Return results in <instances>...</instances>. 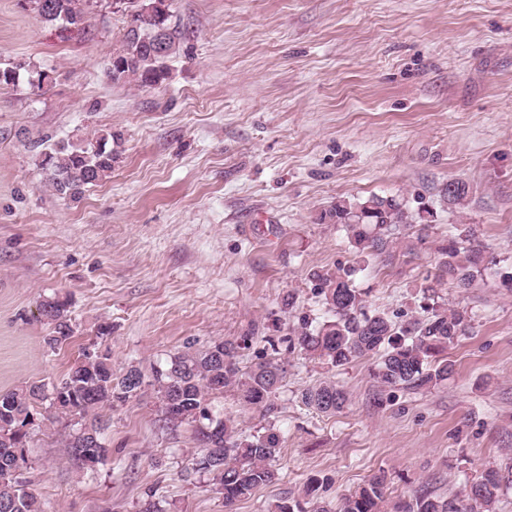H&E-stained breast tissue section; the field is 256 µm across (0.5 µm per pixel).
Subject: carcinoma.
Segmentation results:
<instances>
[{"instance_id":"cac0c4a2","label":"carcinoma","mask_w":512,"mask_h":512,"mask_svg":"<svg viewBox=\"0 0 512 512\" xmlns=\"http://www.w3.org/2000/svg\"><path fill=\"white\" fill-rule=\"evenodd\" d=\"M88 0H43L37 10L48 23L60 22L67 28L84 23ZM145 15L140 0H128L130 21L123 35L122 50L109 62L107 73L115 84L135 82L144 87L163 84L169 70L166 61L176 53L177 36L168 25L167 0ZM161 39L162 49L154 42ZM114 134L108 132L94 143L62 139L47 144L39 153L38 166L45 183L57 194L79 198L85 188L103 182L112 173L115 156ZM468 194L466 183L448 181L444 197L448 204L460 206ZM419 240H424L430 225L423 213H413L397 196L373 195L352 204L345 200L322 213L319 221L335 224L345 231L360 254L382 251L397 241L396 232L415 221ZM448 244L442 248L439 273L423 288L426 315L402 324L383 313H370L362 294L350 280L316 271L317 295L329 318L313 322L302 314L297 325L283 341L288 352L299 351L310 359L322 360L334 367L360 358H374L372 372L376 382L387 388L422 389L448 379L453 364L445 357L471 328L468 310L434 301L443 278L460 288L469 287L487 270L485 250L477 243L478 230L472 224H456ZM39 315L51 333L45 343L51 349L67 343L74 334L67 301L58 297L40 304ZM254 337L239 341L219 339L205 348L187 344L170 356L165 366L147 376L132 367L121 375L112 370L110 353L81 354V361L66 374L69 387L63 393L45 385L28 384L0 393V512H42L37 495L21 479L28 469L26 447L39 428L41 412L69 417L67 447L78 468L93 472L108 456L103 441L106 420L100 411L116 402H125L144 386L153 387L161 413L173 426L195 423V441L199 448L194 470L207 475L223 490L224 506L249 498L258 488L278 480L271 462L280 454L281 437L270 426L250 438L239 434L236 421L214 415L209 401L234 392L247 406L270 415L277 410V394L285 378L279 349L247 368L240 366V351L253 344ZM302 401L325 415L343 410L346 393L334 381H324L302 393ZM388 478L381 471L363 485L344 495L336 512H461L456 503L427 493L395 502L386 510ZM321 481L309 478L303 497L279 498L267 512H331L319 501ZM512 487V463L489 467L465 483L463 497L473 501L482 512H494L501 491Z\"/></svg>"}]
</instances>
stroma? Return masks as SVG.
Segmentation results:
<instances>
[{
	"mask_svg": "<svg viewBox=\"0 0 512 512\" xmlns=\"http://www.w3.org/2000/svg\"><path fill=\"white\" fill-rule=\"evenodd\" d=\"M180 32L161 87L107 76L129 17L91 0L81 34L0 0V391L55 382L103 342L112 367L142 372L185 343L247 331L278 340L299 313L324 320L313 271L351 272L369 311L422 316L455 224H474L494 269L469 289L442 281L441 302L468 308L448 352L454 375L417 391L381 388L372 359L335 368L294 353L264 417L232 394L242 436L266 426L284 442L279 479L235 504L266 512L313 476L329 505L378 471L396 502L428 491L460 498L467 480L512 461V0H169ZM45 73L42 84L32 72ZM121 140L111 176L76 200L42 181V139ZM468 185L464 205L443 196ZM399 195L433 217L425 242L403 228L391 253L363 256L319 216L340 200ZM294 294L293 313L282 302ZM69 302L74 336L44 342L45 299ZM111 328L97 339L98 325ZM348 395L326 416L303 390ZM109 455L82 475L61 426L45 416L25 475L43 512H226L192 469L194 427L168 429L152 388L105 409Z\"/></svg>",
	"mask_w": 512,
	"mask_h": 512,
	"instance_id": "obj_1",
	"label": "stroma"
}]
</instances>
